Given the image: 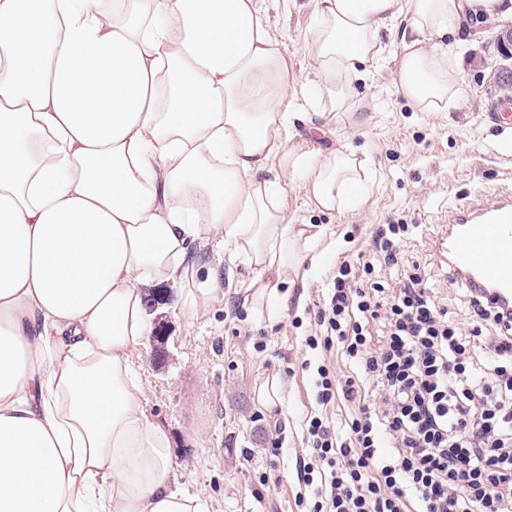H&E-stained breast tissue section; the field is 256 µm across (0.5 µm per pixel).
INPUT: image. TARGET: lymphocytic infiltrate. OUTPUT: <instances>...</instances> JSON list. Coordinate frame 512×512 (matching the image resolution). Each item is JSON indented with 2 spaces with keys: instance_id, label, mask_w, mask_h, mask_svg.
Listing matches in <instances>:
<instances>
[{
  "instance_id": "f902f5d3",
  "label": "lymphocytic infiltrate",
  "mask_w": 512,
  "mask_h": 512,
  "mask_svg": "<svg viewBox=\"0 0 512 512\" xmlns=\"http://www.w3.org/2000/svg\"><path fill=\"white\" fill-rule=\"evenodd\" d=\"M410 224L377 225L362 263L340 261L312 307L317 410L297 460L303 512H512V310L474 285L470 332L439 306L418 271L386 289ZM383 329L374 342L373 324ZM342 350L357 376L338 378L323 355ZM357 411L336 427L325 410Z\"/></svg>"
}]
</instances>
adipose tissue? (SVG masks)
I'll list each match as a JSON object with an SVG mask.
<instances>
[{
  "label": "adipose tissue",
  "instance_id": "1",
  "mask_svg": "<svg viewBox=\"0 0 512 512\" xmlns=\"http://www.w3.org/2000/svg\"><path fill=\"white\" fill-rule=\"evenodd\" d=\"M318 71L301 97L353 112L351 80L396 46L419 111L461 90L470 16L512 0H308ZM298 97V98H301ZM298 98L259 0H0V512H208L178 489L133 356L142 286L197 280L191 242L219 239L258 299L306 278L322 229L288 218L357 207L368 163L293 133Z\"/></svg>",
  "mask_w": 512,
  "mask_h": 512
}]
</instances>
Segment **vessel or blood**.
Masks as SVG:
<instances>
[{
  "mask_svg": "<svg viewBox=\"0 0 512 512\" xmlns=\"http://www.w3.org/2000/svg\"><path fill=\"white\" fill-rule=\"evenodd\" d=\"M434 256L480 287L512 300V191L451 204L430 241Z\"/></svg>",
  "mask_w": 512,
  "mask_h": 512,
  "instance_id": "b4317fda",
  "label": "vessel or blood"
}]
</instances>
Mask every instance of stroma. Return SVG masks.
Segmentation results:
<instances>
[{
    "label": "stroma",
    "instance_id": "35a3bbf8",
    "mask_svg": "<svg viewBox=\"0 0 512 512\" xmlns=\"http://www.w3.org/2000/svg\"><path fill=\"white\" fill-rule=\"evenodd\" d=\"M306 2L261 0L294 90L314 77L305 50L313 24ZM499 25L490 17L471 21L460 46L463 95L439 115L417 111L396 92L393 61L352 82L359 111L333 124L331 134L315 136L313 144H349L366 152L369 190L358 208L330 213L313 208L303 191L289 192V219L325 225L329 234L316 247L310 277L280 286L283 303L276 313L254 299L253 267L216 241L190 247L215 278L217 291L205 309L185 305L180 283L149 287L150 331L134 358L141 398L149 418L172 436L176 486L198 494L209 512H299L296 499L304 487L296 460L305 451L304 419L314 407L309 376L301 369L312 332L307 311L334 266L366 251L375 225L415 227L400 247L398 267L383 271L382 279L396 284L402 269L419 265L449 316L467 324L456 277L434 257L428 238L433 221L457 199L512 189V120L492 117L502 97L495 79ZM259 341L265 351H256ZM156 348L162 352L157 359ZM273 379L281 389L271 407L259 392ZM276 431L283 441L272 459L266 450ZM263 474L269 478L264 486Z\"/></svg>",
    "mask_w": 512,
    "mask_h": 512
}]
</instances>
